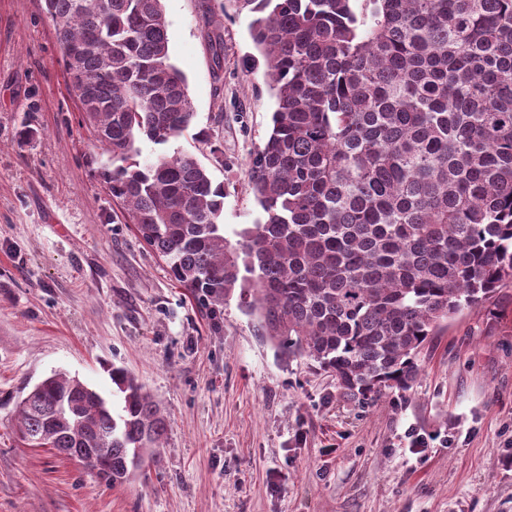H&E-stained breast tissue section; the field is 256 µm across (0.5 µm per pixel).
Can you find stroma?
<instances>
[{
    "instance_id": "1",
    "label": "stroma",
    "mask_w": 512,
    "mask_h": 512,
    "mask_svg": "<svg viewBox=\"0 0 512 512\" xmlns=\"http://www.w3.org/2000/svg\"><path fill=\"white\" fill-rule=\"evenodd\" d=\"M163 7L195 126L222 154L189 131L169 149L223 184L233 241L260 215L246 169L271 130L266 60L237 0ZM98 152L41 0H0V512H512V286L442 323L411 388L364 408L281 359L238 297L212 322L125 223ZM115 367L167 423L127 484L21 445L15 404L55 373L121 413Z\"/></svg>"
}]
</instances>
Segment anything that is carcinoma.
Masks as SVG:
<instances>
[{"instance_id":"cac0c4a2","label":"carcinoma","mask_w":512,"mask_h":512,"mask_svg":"<svg viewBox=\"0 0 512 512\" xmlns=\"http://www.w3.org/2000/svg\"><path fill=\"white\" fill-rule=\"evenodd\" d=\"M275 98L250 160L258 220L224 236V185L167 151L196 112L162 0H44L99 176L172 279L347 397L405 391L440 324L512 284V0H244ZM154 146L142 158L141 143ZM115 416L62 374L15 408L22 444L99 448L122 487L166 419L115 368Z\"/></svg>"}]
</instances>
